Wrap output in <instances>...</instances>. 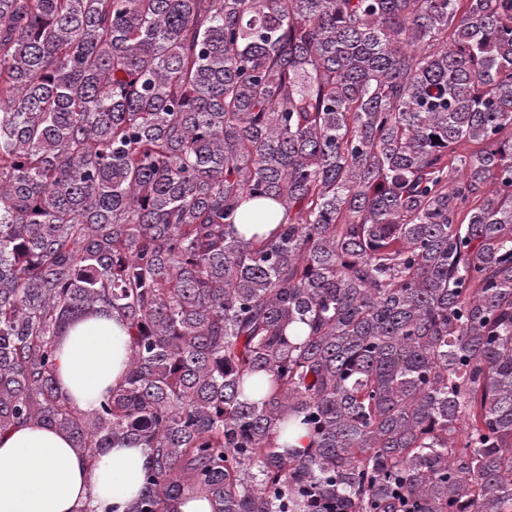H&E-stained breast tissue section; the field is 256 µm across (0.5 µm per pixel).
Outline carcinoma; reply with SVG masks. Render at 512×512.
<instances>
[{
	"label": "carcinoma",
	"mask_w": 512,
	"mask_h": 512,
	"mask_svg": "<svg viewBox=\"0 0 512 512\" xmlns=\"http://www.w3.org/2000/svg\"><path fill=\"white\" fill-rule=\"evenodd\" d=\"M94 312L128 361L84 412ZM23 421L148 449L132 512H512V0H0ZM125 324L115 315H93L73 328L59 345L57 381L81 410L94 409L122 379L127 361Z\"/></svg>",
	"instance_id": "carcinoma-1"
}]
</instances>
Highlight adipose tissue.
Segmentation results:
<instances>
[{"label": "adipose tissue", "mask_w": 512, "mask_h": 512, "mask_svg": "<svg viewBox=\"0 0 512 512\" xmlns=\"http://www.w3.org/2000/svg\"><path fill=\"white\" fill-rule=\"evenodd\" d=\"M125 324L94 315L59 345L57 381L79 409H94L122 379L127 361ZM150 462L145 448L116 446L96 462L77 453L68 437L46 424L0 433V512H130Z\"/></svg>", "instance_id": "ef3b65f1"}]
</instances>
